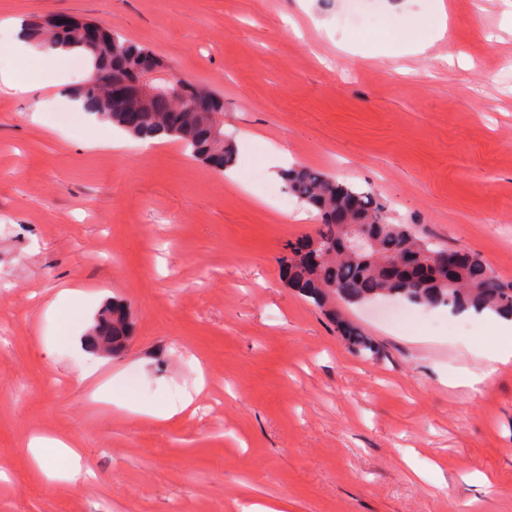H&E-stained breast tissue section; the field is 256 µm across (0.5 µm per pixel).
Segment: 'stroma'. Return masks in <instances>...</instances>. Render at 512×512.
I'll list each match as a JSON object with an SVG mask.
<instances>
[{
	"mask_svg": "<svg viewBox=\"0 0 512 512\" xmlns=\"http://www.w3.org/2000/svg\"><path fill=\"white\" fill-rule=\"evenodd\" d=\"M357 4L376 25L342 26L349 0H0V20L70 16L150 48L223 97L236 145L231 179L169 138L105 149L112 125L57 94L70 57L36 64L41 112L0 92V512H236L246 493L291 512H512V363L477 391L447 384L487 367L486 324L343 309L366 359L284 279L318 223L273 177L282 157L512 282V0ZM70 286L78 309L48 312ZM115 301L132 333L103 355L77 323ZM117 375L178 414L98 399ZM35 436L76 455L43 470ZM339 326L352 348L364 358H373L378 350L372 340L354 323L339 317Z\"/></svg>",
	"mask_w": 512,
	"mask_h": 512,
	"instance_id": "1",
	"label": "stroma"
}]
</instances>
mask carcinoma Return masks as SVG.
<instances>
[{
  "mask_svg": "<svg viewBox=\"0 0 512 512\" xmlns=\"http://www.w3.org/2000/svg\"><path fill=\"white\" fill-rule=\"evenodd\" d=\"M28 40L50 49H81L92 59L99 73L96 83L79 89L83 110L111 122L137 138L167 136L179 141L190 156L209 166L220 160V167L234 163V145L213 136L212 119H189L180 125L166 122L161 111L144 113L137 125L128 122L124 108L112 103L105 83L117 77L132 78L140 55L147 48L124 39L116 32L92 51L81 39L80 29L57 30L46 21L24 24ZM288 193L314 208L320 226L313 238L325 245L336 238V225L354 224L369 231L376 242L373 257L365 261L343 250L328 252L322 264L312 267L298 253L288 259L286 274L289 284L318 307L336 311V302L358 305L380 296L398 297L424 307L489 309L512 315V284L503 282L477 254H470L466 266L457 272L441 268L435 277L418 286H407L394 279L384 262L404 249L435 253L443 248L417 237L404 224H392L383 214V205L369 191H359L335 177L310 167L300 166L283 173ZM339 326L352 348L364 358H372L378 350L372 340L354 323L339 319ZM95 329L112 336V353H119L129 330L123 305L112 304L111 314H103Z\"/></svg>",
  "mask_w": 512,
  "mask_h": 512,
  "instance_id": "carcinoma-1",
  "label": "carcinoma"
}]
</instances>
